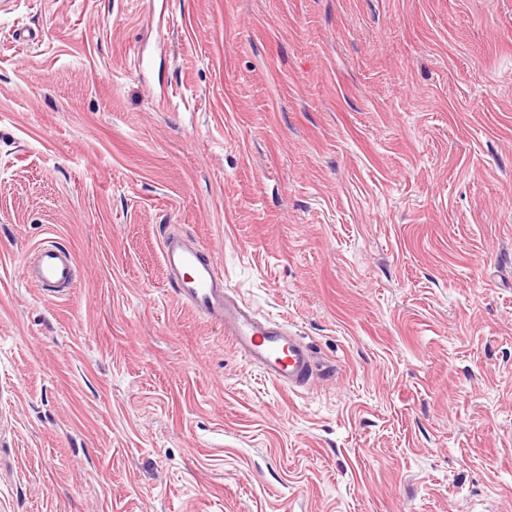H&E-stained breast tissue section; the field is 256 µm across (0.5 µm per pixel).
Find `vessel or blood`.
I'll use <instances>...</instances> for the list:
<instances>
[{
  "mask_svg": "<svg viewBox=\"0 0 512 512\" xmlns=\"http://www.w3.org/2000/svg\"><path fill=\"white\" fill-rule=\"evenodd\" d=\"M161 259L176 297L200 317L220 324L237 351L278 386L298 391L309 386L319 369L314 351L286 328L261 320L239 305L224 285V271L203 246L178 231L163 234ZM23 273L37 288L63 293L77 279L70 253L42 244Z\"/></svg>",
  "mask_w": 512,
  "mask_h": 512,
  "instance_id": "obj_1",
  "label": "vessel or blood"
}]
</instances>
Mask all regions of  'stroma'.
Wrapping results in <instances>:
<instances>
[{
  "instance_id": "35a3bbf8",
  "label": "stroma",
  "mask_w": 512,
  "mask_h": 512,
  "mask_svg": "<svg viewBox=\"0 0 512 512\" xmlns=\"http://www.w3.org/2000/svg\"><path fill=\"white\" fill-rule=\"evenodd\" d=\"M166 2L0 0V512H512V0ZM161 259L176 298L200 317L224 326L237 351L264 376L289 391L307 388L321 371L311 347L286 328L261 320L224 286V271L203 246L178 231L164 233ZM23 273L35 288H46L63 294L77 279V267L67 250L42 244L24 264Z\"/></svg>"
}]
</instances>
